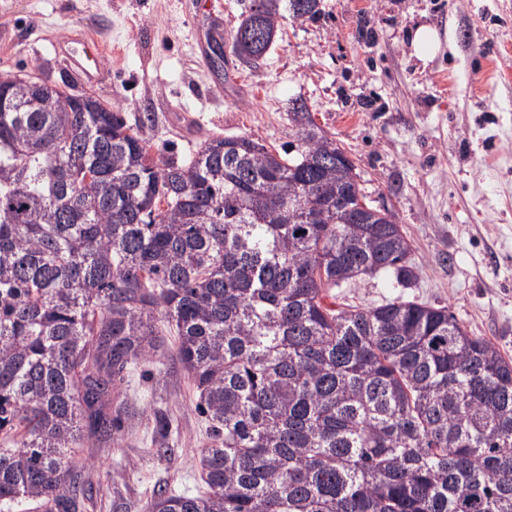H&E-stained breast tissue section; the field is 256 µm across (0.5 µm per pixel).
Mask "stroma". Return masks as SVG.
Instances as JSON below:
<instances>
[{
	"label": "stroma",
	"instance_id": "obj_1",
	"mask_svg": "<svg viewBox=\"0 0 512 512\" xmlns=\"http://www.w3.org/2000/svg\"><path fill=\"white\" fill-rule=\"evenodd\" d=\"M0 0V75H32L79 93L59 50L93 40L107 77L94 88L128 124L144 114L154 158L186 162L206 140L248 135L273 149L292 140L291 99L355 161L373 206L399 219L417 267L415 287L377 276L346 289L368 308L398 297L445 307L512 356V0H321L320 19L282 18L259 64L229 59L231 82L209 65L211 30L230 34L249 0ZM427 25L439 51L419 59ZM165 362L129 369L115 391L130 410L100 466L85 512H113L121 493L141 512L156 483L203 491L208 423L192 382L161 338ZM170 420V457L155 454L154 413ZM412 44L420 58H428L437 51L440 41L434 28L423 25L414 31Z\"/></svg>",
	"mask_w": 512,
	"mask_h": 512
}]
</instances>
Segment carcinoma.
<instances>
[{
  "label": "carcinoma",
  "instance_id": "cac0c4a2",
  "mask_svg": "<svg viewBox=\"0 0 512 512\" xmlns=\"http://www.w3.org/2000/svg\"><path fill=\"white\" fill-rule=\"evenodd\" d=\"M250 0L238 61L272 48L279 3ZM85 92L0 78V507L81 512L112 442V389L160 361L159 323L210 428L205 490L144 512H512V359L446 307H328L378 274L417 278L397 216L288 103L294 141L204 142L159 164L144 128Z\"/></svg>",
  "mask_w": 512,
  "mask_h": 512
}]
</instances>
